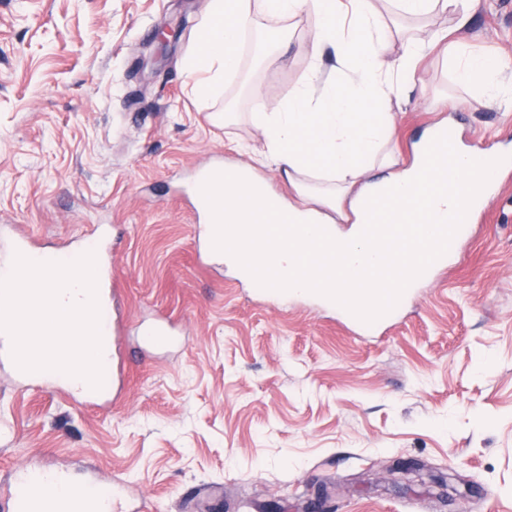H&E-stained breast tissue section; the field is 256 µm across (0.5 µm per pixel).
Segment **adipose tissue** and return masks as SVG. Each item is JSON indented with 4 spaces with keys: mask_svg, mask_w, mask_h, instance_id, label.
<instances>
[{
    "mask_svg": "<svg viewBox=\"0 0 512 512\" xmlns=\"http://www.w3.org/2000/svg\"><path fill=\"white\" fill-rule=\"evenodd\" d=\"M398 14L423 19L433 14L450 15L453 24L446 50L458 85L472 95L498 103L512 111V63L473 51L462 38L482 0H392ZM263 12L311 28L313 65L304 80L280 106H271L269 96L254 89L252 123L262 131L261 154L288 179L298 201L292 212L307 224L331 223L332 213L350 209V226L336 230L337 248L303 252L296 245L275 252L255 246L253 229L265 224L268 205H282L270 195L261 179L250 177L247 188L226 181L214 183L211 191L224 211V221L233 235L224 242V260L250 250L255 272L274 267L285 288L303 287L308 271L323 266L335 283L341 299L353 302L379 289L392 265L382 258L376 242L363 239L359 226L370 203L388 190L413 185L415 168L391 178L364 182L365 173L377 165L391 164L385 150L392 138L394 110L401 96L415 90V74L426 54L439 43L440 35L422 39L408 34L377 12L371 0H261ZM250 22L247 0H210L200 46L186 61L198 94L220 90L225 75L237 69L235 47ZM402 53L395 63L387 58L393 45ZM333 49L335 63L324 73L320 60ZM462 193L438 194L432 212L392 211L387 225L422 231L424 223H439L449 209L462 205Z\"/></svg>",
    "mask_w": 512,
    "mask_h": 512,
    "instance_id": "adipose-tissue-1",
    "label": "adipose tissue"
}]
</instances>
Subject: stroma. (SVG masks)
Wrapping results in <instances>:
<instances>
[{
    "label": "stroma",
    "instance_id": "35a3bbf8",
    "mask_svg": "<svg viewBox=\"0 0 512 512\" xmlns=\"http://www.w3.org/2000/svg\"><path fill=\"white\" fill-rule=\"evenodd\" d=\"M250 7L249 42L285 26ZM208 11L0 0V225L50 251L80 235L93 250L92 225H111L127 323L114 407L0 368V494L41 467L101 492L129 481L143 512H512V171L457 262L383 332L257 297L227 265L200 263L182 190L219 159L290 193L258 161L252 90L287 98L311 67V32L285 26L290 44L261 64L249 45L223 89L200 97L184 62ZM465 39L512 60V0H484ZM417 79L428 96L396 111L388 145L403 165L448 121L477 150L512 151V112L464 99L441 53ZM445 97L461 103L437 108ZM162 315L180 344L146 350L142 329Z\"/></svg>",
    "mask_w": 512,
    "mask_h": 512
}]
</instances>
